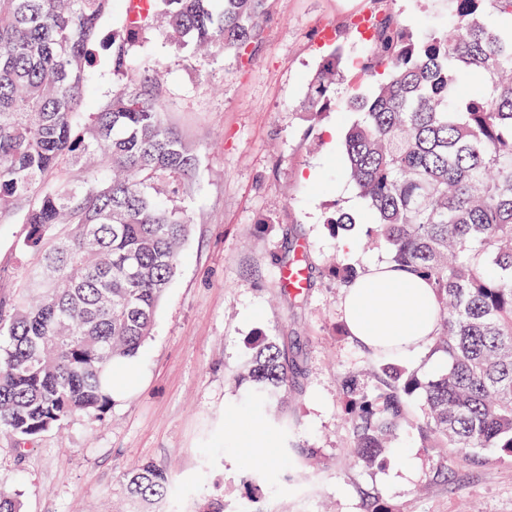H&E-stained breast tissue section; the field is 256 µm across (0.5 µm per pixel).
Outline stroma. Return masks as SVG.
<instances>
[{
    "instance_id": "obj_1",
    "label": "stroma",
    "mask_w": 512,
    "mask_h": 512,
    "mask_svg": "<svg viewBox=\"0 0 512 512\" xmlns=\"http://www.w3.org/2000/svg\"><path fill=\"white\" fill-rule=\"evenodd\" d=\"M388 9L417 32L448 26L446 0H271L249 56L200 57L148 36L135 71L153 74L166 120L200 154L194 188L180 203L192 230L138 360L141 383L99 419L73 417L18 450L0 437V487L19 493L25 512H126L127 474L150 462L171 489L148 512H197L222 498L224 512H251L242 483L248 462L262 477L264 512H364L375 491L404 512H512V463L451 464L432 480L416 437L400 433L386 468L366 472L347 456L351 429L340 380L378 360L345 329L342 291L327 267L360 268L387 259L361 236L342 249L324 228L326 211L363 210L349 179L344 135L355 118L345 107L373 82L355 78L367 51L352 18ZM340 45L349 66L336 108L316 127L297 110L321 58ZM116 78L108 54L89 71L84 111L108 103ZM25 226L0 224V298L15 295L28 256L17 249ZM303 254L311 285L297 301L283 294L285 263ZM301 355L306 374L287 405L267 412L266 445L245 441L249 400L236 381L244 341L256 329ZM312 448L318 460L299 457ZM415 464L409 483L388 472Z\"/></svg>"
}]
</instances>
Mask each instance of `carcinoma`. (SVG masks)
<instances>
[{"label": "carcinoma", "instance_id": "1", "mask_svg": "<svg viewBox=\"0 0 512 512\" xmlns=\"http://www.w3.org/2000/svg\"><path fill=\"white\" fill-rule=\"evenodd\" d=\"M139 2L109 38L100 20L111 0H0V221L22 215L17 247L33 255L22 293L0 302V433L20 448L104 413L103 373L151 335L191 232L170 196L191 192L200 156L168 125L156 83L129 75L140 36L157 25L190 54L243 56L268 11V0ZM448 10L453 25L425 35L378 16L361 67L376 86L348 102L357 118L344 137L365 209L336 206L323 221L340 241L370 225L389 263L432 288L439 369L423 376L383 356L373 385L346 374L341 389L358 467H385L408 429L436 478L448 477L447 448L473 464L488 450L512 461V0H448ZM100 49L118 82L87 117L79 106ZM344 68L336 50L309 79L299 109L310 126L336 105ZM471 72L482 82L459 99ZM361 273L340 260L327 268L341 289ZM245 346L237 381L250 403L259 413L288 403L296 361L262 329ZM245 477L252 512H264L254 468ZM127 486L149 503L169 476L142 463ZM0 512H22L2 487Z\"/></svg>", "mask_w": 512, "mask_h": 512}]
</instances>
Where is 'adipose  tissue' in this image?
I'll list each match as a JSON object with an SVG mask.
<instances>
[{
    "label": "adipose tissue",
    "instance_id": "obj_1",
    "mask_svg": "<svg viewBox=\"0 0 512 512\" xmlns=\"http://www.w3.org/2000/svg\"><path fill=\"white\" fill-rule=\"evenodd\" d=\"M342 309L351 336L368 348H392L403 357L427 347L438 328L423 280L385 263L367 266L345 289Z\"/></svg>",
    "mask_w": 512,
    "mask_h": 512
}]
</instances>
